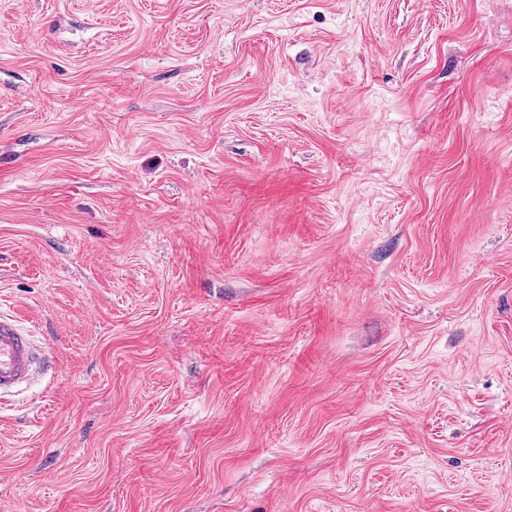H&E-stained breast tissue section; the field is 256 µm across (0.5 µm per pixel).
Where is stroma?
I'll use <instances>...</instances> for the list:
<instances>
[{"instance_id": "obj_1", "label": "stroma", "mask_w": 512, "mask_h": 512, "mask_svg": "<svg viewBox=\"0 0 512 512\" xmlns=\"http://www.w3.org/2000/svg\"><path fill=\"white\" fill-rule=\"evenodd\" d=\"M0 512H512V0H0ZM29 335L0 315V395L31 382L40 368Z\"/></svg>"}]
</instances>
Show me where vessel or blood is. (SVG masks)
<instances>
[{
    "label": "vessel or blood",
    "instance_id": "1",
    "mask_svg": "<svg viewBox=\"0 0 512 512\" xmlns=\"http://www.w3.org/2000/svg\"><path fill=\"white\" fill-rule=\"evenodd\" d=\"M39 370L38 355L26 333L0 318V394L31 382Z\"/></svg>",
    "mask_w": 512,
    "mask_h": 512
}]
</instances>
